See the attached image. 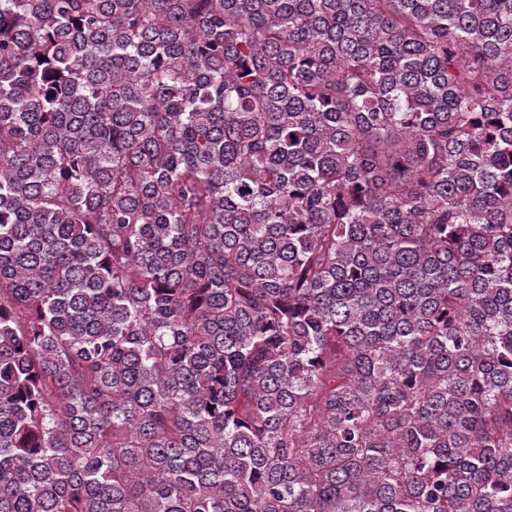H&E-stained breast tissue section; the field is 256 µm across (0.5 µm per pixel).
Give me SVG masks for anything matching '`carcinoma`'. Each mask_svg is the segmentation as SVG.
Wrapping results in <instances>:
<instances>
[{
	"label": "carcinoma",
	"instance_id": "1",
	"mask_svg": "<svg viewBox=\"0 0 512 512\" xmlns=\"http://www.w3.org/2000/svg\"><path fill=\"white\" fill-rule=\"evenodd\" d=\"M0 512H512V0H0Z\"/></svg>",
	"mask_w": 512,
	"mask_h": 512
}]
</instances>
